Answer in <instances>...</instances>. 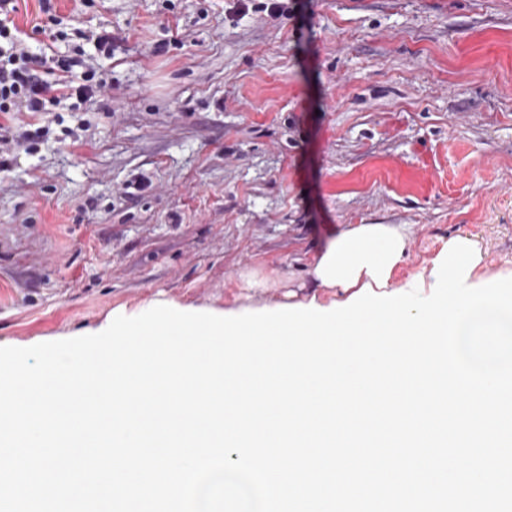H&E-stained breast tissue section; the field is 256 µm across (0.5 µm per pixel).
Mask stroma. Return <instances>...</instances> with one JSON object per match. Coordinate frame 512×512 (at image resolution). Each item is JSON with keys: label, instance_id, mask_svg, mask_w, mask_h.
Segmentation results:
<instances>
[{"label": "stroma", "instance_id": "obj_1", "mask_svg": "<svg viewBox=\"0 0 512 512\" xmlns=\"http://www.w3.org/2000/svg\"><path fill=\"white\" fill-rule=\"evenodd\" d=\"M269 3L54 0L106 86L26 115L48 134L0 171V343L330 302L307 269L350 224L411 225L397 288L457 236L512 270V0Z\"/></svg>", "mask_w": 512, "mask_h": 512}]
</instances>
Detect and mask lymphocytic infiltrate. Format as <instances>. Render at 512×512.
Segmentation results:
<instances>
[{"label": "lymphocytic infiltrate", "instance_id": "lymphocytic-infiltrate-1", "mask_svg": "<svg viewBox=\"0 0 512 512\" xmlns=\"http://www.w3.org/2000/svg\"><path fill=\"white\" fill-rule=\"evenodd\" d=\"M17 0H0V113L46 112L68 99L85 100L104 87L86 65L81 47L66 56L36 54L15 20ZM43 127L0 123V170L17 153L35 152Z\"/></svg>", "mask_w": 512, "mask_h": 512}]
</instances>
